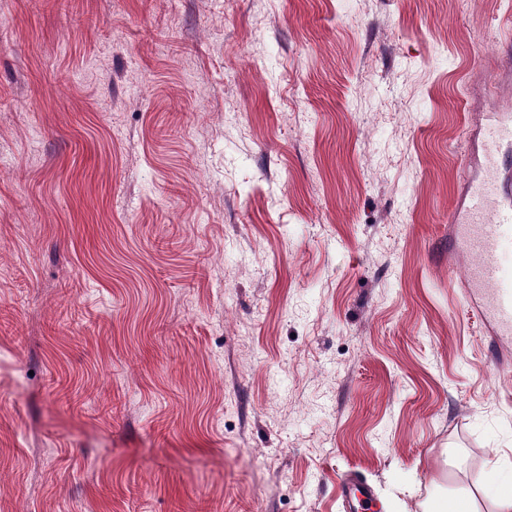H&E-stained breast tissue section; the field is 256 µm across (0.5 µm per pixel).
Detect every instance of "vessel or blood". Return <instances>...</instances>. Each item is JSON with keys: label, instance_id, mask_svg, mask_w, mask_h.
<instances>
[{"label": "vessel or blood", "instance_id": "1", "mask_svg": "<svg viewBox=\"0 0 512 512\" xmlns=\"http://www.w3.org/2000/svg\"><path fill=\"white\" fill-rule=\"evenodd\" d=\"M480 130V175L467 181L460 208L448 221L460 243L478 261L469 270L467 290L495 335H512V189L502 178L512 158V112L492 108Z\"/></svg>", "mask_w": 512, "mask_h": 512}]
</instances>
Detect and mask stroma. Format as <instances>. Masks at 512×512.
I'll use <instances>...</instances> for the list:
<instances>
[{
  "label": "stroma",
  "mask_w": 512,
  "mask_h": 512,
  "mask_svg": "<svg viewBox=\"0 0 512 512\" xmlns=\"http://www.w3.org/2000/svg\"><path fill=\"white\" fill-rule=\"evenodd\" d=\"M508 20L0 0V512H491L512 343L448 214ZM427 512H480L474 498L467 492L435 497L427 503Z\"/></svg>",
  "instance_id": "stroma-1"
}]
</instances>
